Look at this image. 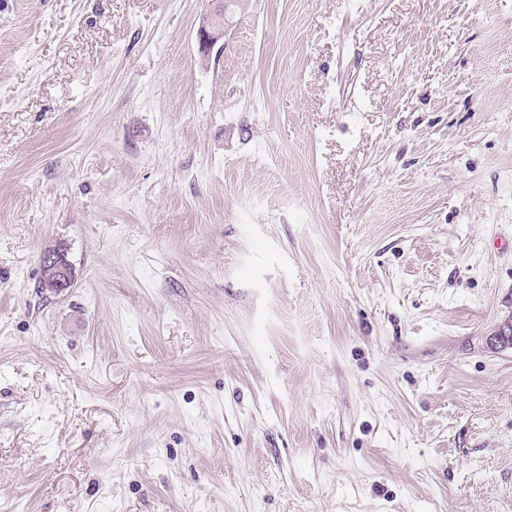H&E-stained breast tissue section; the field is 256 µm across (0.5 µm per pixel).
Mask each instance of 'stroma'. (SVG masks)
Returning <instances> with one entry per match:
<instances>
[{"mask_svg":"<svg viewBox=\"0 0 512 512\" xmlns=\"http://www.w3.org/2000/svg\"><path fill=\"white\" fill-rule=\"evenodd\" d=\"M209 7L0 0V512H512V0ZM213 8L200 18L197 29L200 62L205 64L213 49L224 45L234 18L244 9L242 0H212ZM40 267L44 275V288L51 293H59L70 288L75 279L72 263L67 258L66 249L62 246L48 248L40 255ZM40 277L39 288H42ZM41 290H44L43 288Z\"/></svg>","mask_w":512,"mask_h":512,"instance_id":"1","label":"stroma"}]
</instances>
